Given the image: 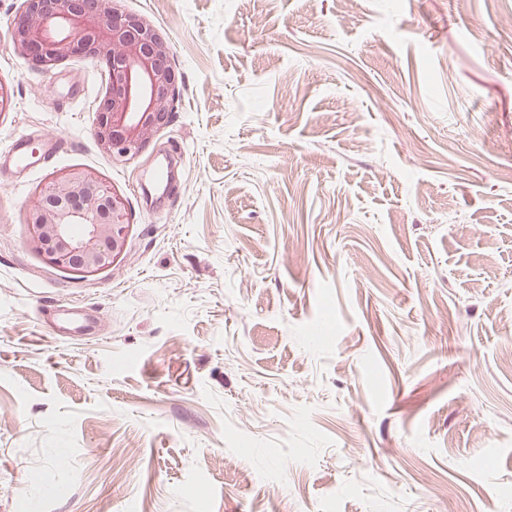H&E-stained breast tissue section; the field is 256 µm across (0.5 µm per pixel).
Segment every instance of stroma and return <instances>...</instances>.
Wrapping results in <instances>:
<instances>
[{
    "label": "stroma",
    "instance_id": "1",
    "mask_svg": "<svg viewBox=\"0 0 512 512\" xmlns=\"http://www.w3.org/2000/svg\"><path fill=\"white\" fill-rule=\"evenodd\" d=\"M21 3L0 153L58 150L0 169V512H512V0H121L179 91L127 160ZM76 167L131 224L83 280L24 222ZM31 138L28 135L19 136L7 152L9 165L14 169H28L37 163L35 156L29 150Z\"/></svg>",
    "mask_w": 512,
    "mask_h": 512
}]
</instances>
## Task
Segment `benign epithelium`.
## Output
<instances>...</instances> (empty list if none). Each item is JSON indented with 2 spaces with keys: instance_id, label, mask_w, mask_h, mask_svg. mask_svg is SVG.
<instances>
[{
  "instance_id": "benign-epithelium-1",
  "label": "benign epithelium",
  "mask_w": 512,
  "mask_h": 512,
  "mask_svg": "<svg viewBox=\"0 0 512 512\" xmlns=\"http://www.w3.org/2000/svg\"><path fill=\"white\" fill-rule=\"evenodd\" d=\"M121 0H23L11 24L14 53L53 72L73 57L105 67L106 91L94 129L100 149L133 157L169 124L177 76L166 37ZM29 244L82 277L106 270L126 247L125 204L91 170L56 175L27 208Z\"/></svg>"
}]
</instances>
